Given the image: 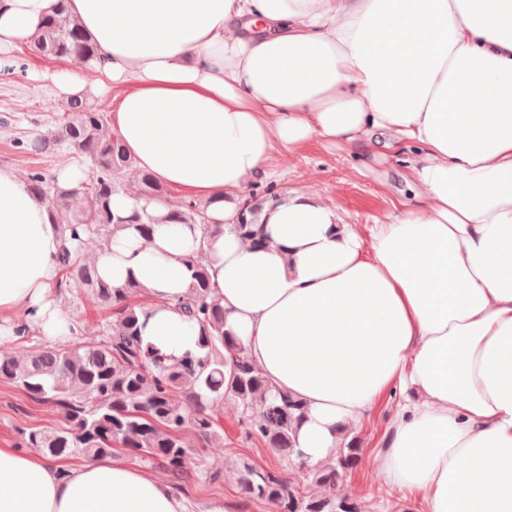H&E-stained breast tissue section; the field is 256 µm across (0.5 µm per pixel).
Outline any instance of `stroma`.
<instances>
[{
  "mask_svg": "<svg viewBox=\"0 0 512 512\" xmlns=\"http://www.w3.org/2000/svg\"><path fill=\"white\" fill-rule=\"evenodd\" d=\"M12 53L22 57L24 65L0 71V165L12 167L24 178L30 172H40L51 185L62 167L76 161V153L63 146L43 153H23L14 143L50 135L58 126L64 99L50 76L61 64L32 56L23 43ZM414 152V147L405 142L388 148L371 142L328 148L314 140L290 155L274 153L270 161L274 178L250 185L247 191L260 197L270 190L281 196L293 192L316 194L322 202L338 209L345 223L361 230L386 221L396 207L417 203L418 190L409 178ZM55 295L70 317L80 319L83 341L103 338L112 311L95 300L87 286L65 281ZM401 401L398 395L384 400L368 421L354 429L362 441V460L347 473L337 493L352 503L356 512H425L418 494L387 483L377 466L386 427ZM213 414L224 427L223 443L192 448L187 465V498L198 512H204L214 500L231 503L234 512H271L267 505L248 502L241 491L239 466L245 459L278 471L304 495H321V488L311 483L297 459L246 441L239 425L242 408L235 399L229 397L215 405ZM62 423L60 415L0 382V445L16 442L19 430L55 428Z\"/></svg>",
  "mask_w": 512,
  "mask_h": 512,
  "instance_id": "1",
  "label": "stroma"
}]
</instances>
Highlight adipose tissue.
Segmentation results:
<instances>
[{
	"label": "adipose tissue",
	"instance_id": "obj_1",
	"mask_svg": "<svg viewBox=\"0 0 512 512\" xmlns=\"http://www.w3.org/2000/svg\"><path fill=\"white\" fill-rule=\"evenodd\" d=\"M61 5L98 55L52 73L58 91L86 95L90 72L111 84L126 152L207 206L204 230L165 222L167 201L112 197L115 215L159 218L149 237L130 227L86 256L110 286L141 287L145 341L196 352L179 302L184 258L205 254L225 332L306 408L310 465L397 388L378 457L388 482L427 512H512V0H0V54ZM378 132L420 146L422 205L363 234L294 193L258 213L266 245L231 232L274 152ZM62 241L0 165V340L71 335L54 294ZM0 512L189 507L120 459L66 466L1 446Z\"/></svg>",
	"mask_w": 512,
	"mask_h": 512
}]
</instances>
